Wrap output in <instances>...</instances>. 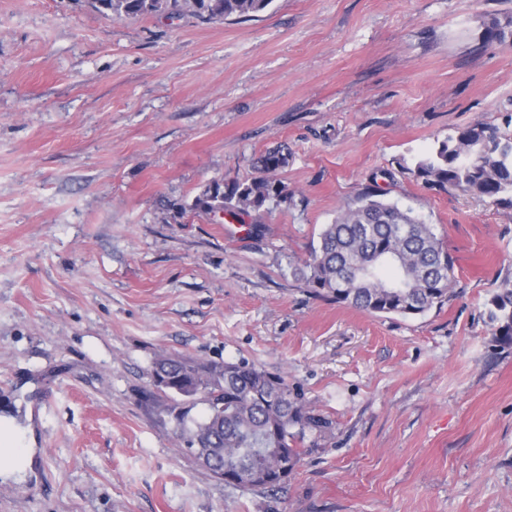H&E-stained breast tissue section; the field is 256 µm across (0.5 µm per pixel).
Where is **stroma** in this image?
Instances as JSON below:
<instances>
[{
  "mask_svg": "<svg viewBox=\"0 0 512 512\" xmlns=\"http://www.w3.org/2000/svg\"><path fill=\"white\" fill-rule=\"evenodd\" d=\"M512 0H272L116 19L0 0V418L30 451L0 512H512V208L413 172L512 115ZM292 198L253 233L194 209L267 149ZM413 208L452 298L368 314L295 269L365 190ZM162 354L287 376L329 428L279 489L201 467L152 399ZM490 304L493 307L490 310V317L497 322V327L493 332L494 340L500 346L512 345V286L505 284L503 288H498L493 294Z\"/></svg>",
  "mask_w": 512,
  "mask_h": 512,
  "instance_id": "35a3bbf8",
  "label": "stroma"
}]
</instances>
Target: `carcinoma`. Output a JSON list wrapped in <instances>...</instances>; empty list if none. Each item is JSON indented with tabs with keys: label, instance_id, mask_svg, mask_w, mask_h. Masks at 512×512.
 I'll return each mask as SVG.
<instances>
[{
	"label": "carcinoma",
	"instance_id": "obj_1",
	"mask_svg": "<svg viewBox=\"0 0 512 512\" xmlns=\"http://www.w3.org/2000/svg\"><path fill=\"white\" fill-rule=\"evenodd\" d=\"M271 0H89L118 18L188 13L202 21L250 18ZM288 153L276 147L260 155L257 175L213 182L193 207L207 213L261 216L271 201L292 193L278 178ZM415 175L430 186L458 187L512 207V122L504 128L476 123L440 142L420 159ZM453 260L431 224L410 209L364 192L342 206L325 226L310 262L299 271L310 293L368 314L421 315L450 298ZM490 317L500 346L512 345V285L497 289ZM154 386L177 437L196 459L225 483L242 490L277 487L300 460L297 442L306 431H323L327 418L292 393L286 377L246 361L199 362L162 355L153 368ZM202 406L198 417L193 409Z\"/></svg>",
	"mask_w": 512,
	"mask_h": 512
}]
</instances>
